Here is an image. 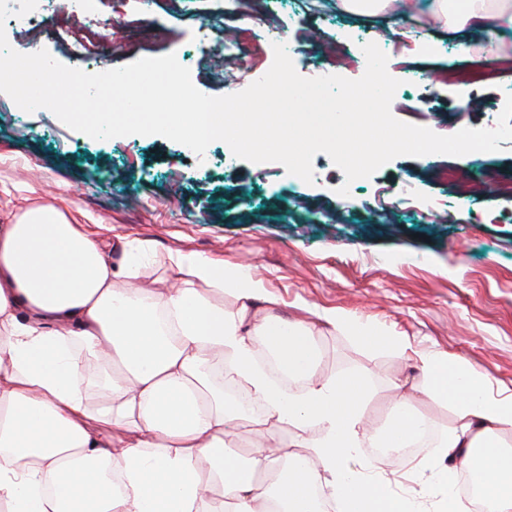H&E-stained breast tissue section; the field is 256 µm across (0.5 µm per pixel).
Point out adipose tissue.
I'll list each match as a JSON object with an SVG mask.
<instances>
[{
    "instance_id": "1",
    "label": "adipose tissue",
    "mask_w": 512,
    "mask_h": 512,
    "mask_svg": "<svg viewBox=\"0 0 512 512\" xmlns=\"http://www.w3.org/2000/svg\"><path fill=\"white\" fill-rule=\"evenodd\" d=\"M355 16L399 10L448 30L457 61L484 43L512 51V0H336ZM186 286L139 284L136 246L112 263L77 216L32 204L0 224V512H473L456 492L478 466L491 512H512V392L435 352L420 391L455 422L419 469V497L396 490L369 448H399L424 420L394 404L369 420L357 375L318 371L313 323L264 314L275 299L242 269L200 255ZM238 301L228 313L216 296ZM275 350L304 384L273 385L254 364ZM265 405L259 443L235 450L237 403L214 388L224 356ZM101 399L93 406L92 397Z\"/></svg>"
}]
</instances>
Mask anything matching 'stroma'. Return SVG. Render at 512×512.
Masks as SVG:
<instances>
[{
	"instance_id": "stroma-1",
	"label": "stroma",
	"mask_w": 512,
	"mask_h": 512,
	"mask_svg": "<svg viewBox=\"0 0 512 512\" xmlns=\"http://www.w3.org/2000/svg\"><path fill=\"white\" fill-rule=\"evenodd\" d=\"M185 17L176 0H105L99 29L112 46L76 61L53 31L19 34L12 48L47 50L57 62L98 73L142 57L189 58L202 93L243 90L251 72L274 59L267 33L279 30L302 76L318 68L360 78L365 59L347 52L351 39H378L383 20L360 22L336 11V0H205ZM223 14L241 55L223 38L196 44L209 14ZM387 69L400 79L391 111L400 121L446 131L462 125L493 128L512 66H482L483 80L460 85L452 54L416 59L414 42L380 41ZM199 165L182 144L160 136L96 140L50 112L15 108L0 93V218L18 207L53 201L80 214L89 229L145 251L140 278L158 285L181 280L170 267L177 254H201L225 270L250 264L281 311L318 323L320 367L330 376L362 375L368 411L384 410L394 393L416 397L435 431L454 420L446 402L420 397L413 358L436 351L486 372L492 392L512 389V142L492 155L399 156L368 179L355 180L353 203L336 192L345 176L329 156L315 155L313 183L283 165L235 160L224 166V144L212 142ZM336 310L352 325L318 322ZM379 325L404 337L408 358L361 342L357 327Z\"/></svg>"
}]
</instances>
